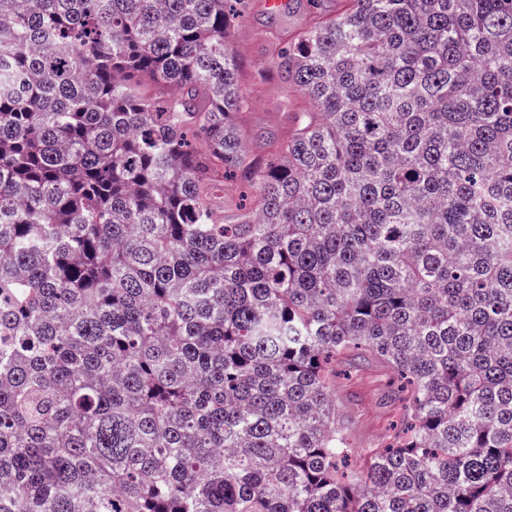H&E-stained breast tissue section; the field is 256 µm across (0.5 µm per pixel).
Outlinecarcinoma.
<instances>
[{
    "label": "carcinoma",
    "instance_id": "cac0c4a2",
    "mask_svg": "<svg viewBox=\"0 0 512 512\" xmlns=\"http://www.w3.org/2000/svg\"><path fill=\"white\" fill-rule=\"evenodd\" d=\"M242 6L0 0V512H512V0H341L259 165ZM242 190L244 189L239 187L238 181H229L224 183V194L216 192L211 198V202L215 206H224V216H226L228 222H232L236 214L235 205L239 202V195ZM353 358L350 364H336V397L351 407L353 447L376 448L386 441L401 415L400 403L390 392L397 379L391 369L372 357Z\"/></svg>",
    "mask_w": 512,
    "mask_h": 512
}]
</instances>
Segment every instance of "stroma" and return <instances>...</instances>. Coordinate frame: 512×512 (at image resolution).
<instances>
[{"label":"stroma","mask_w":512,"mask_h":512,"mask_svg":"<svg viewBox=\"0 0 512 512\" xmlns=\"http://www.w3.org/2000/svg\"><path fill=\"white\" fill-rule=\"evenodd\" d=\"M339 8V0H285L281 10L271 12L265 0H247L244 17L231 29L230 44L239 60L238 85L248 100L235 122L250 162L262 161L287 136L294 113L308 106L304 97L289 92L286 80L271 66L276 48L316 13L331 16ZM396 383L391 369L367 356L337 364L336 396L351 407L353 447L375 448L385 442L401 415L391 395Z\"/></svg>","instance_id":"stroma-1"}]
</instances>
